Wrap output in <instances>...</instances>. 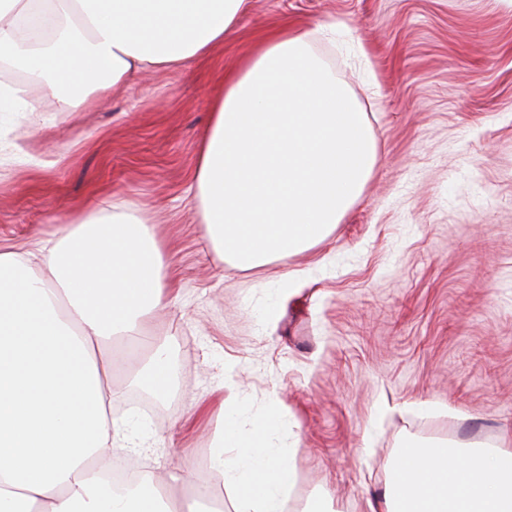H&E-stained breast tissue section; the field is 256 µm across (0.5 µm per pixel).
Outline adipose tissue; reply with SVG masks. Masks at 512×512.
Returning a JSON list of instances; mask_svg holds the SVG:
<instances>
[{
    "label": "adipose tissue",
    "instance_id": "ef3b65f1",
    "mask_svg": "<svg viewBox=\"0 0 512 512\" xmlns=\"http://www.w3.org/2000/svg\"><path fill=\"white\" fill-rule=\"evenodd\" d=\"M247 0H0V58L25 70L59 111H83L142 71L176 70L223 44ZM37 16L50 39L21 37ZM331 27L279 25L225 72L198 152L197 197L213 243L253 268L319 243L361 196L377 148L364 112L317 57ZM43 272L0 250V512H211L209 486L235 490L234 512H283L295 482L271 448L267 416L227 414L221 444L190 497L155 479L120 488L103 343L141 333L167 304L163 251L127 204L74 215L41 252ZM167 392L166 344L134 372ZM382 500L366 512H512V439L490 450L436 441L402 449Z\"/></svg>",
    "mask_w": 512,
    "mask_h": 512
}]
</instances>
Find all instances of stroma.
<instances>
[{
	"mask_svg": "<svg viewBox=\"0 0 512 512\" xmlns=\"http://www.w3.org/2000/svg\"><path fill=\"white\" fill-rule=\"evenodd\" d=\"M336 24L314 45L366 112L378 161L311 250L244 269L195 209L199 143L226 69L281 23ZM0 112V246L37 259L61 220L133 205L164 246L175 297L143 336L114 342L116 417L143 447L138 478L181 498L224 426L276 412L295 470L289 503L363 512L404 446L491 445L512 427V7L502 0H249L236 30L178 71L142 72L71 115L47 94ZM299 272L289 295L271 275ZM274 319H266L267 309ZM166 342V396L130 383Z\"/></svg>",
	"mask_w": 512,
	"mask_h": 512,
	"instance_id": "1",
	"label": "stroma"
}]
</instances>
